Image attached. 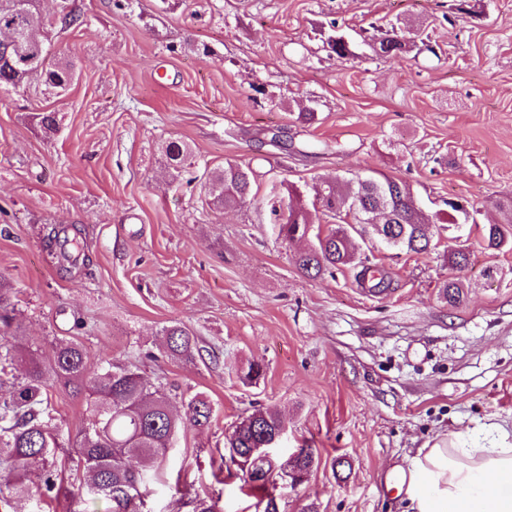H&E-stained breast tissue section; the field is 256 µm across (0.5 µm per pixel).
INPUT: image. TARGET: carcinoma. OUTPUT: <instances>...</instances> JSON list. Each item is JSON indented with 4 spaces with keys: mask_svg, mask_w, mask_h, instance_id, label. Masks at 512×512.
I'll return each mask as SVG.
<instances>
[{
    "mask_svg": "<svg viewBox=\"0 0 512 512\" xmlns=\"http://www.w3.org/2000/svg\"><path fill=\"white\" fill-rule=\"evenodd\" d=\"M12 34L9 41L0 40V87L17 88L27 84L28 72L43 79L45 85L64 90L73 81V61L53 58L50 54L47 23L37 11L36 0H0V29ZM406 45L405 35L396 27L380 32L379 49L385 55L399 52ZM167 173L177 178L190 148L180 140L165 146ZM253 170L248 165L228 163L210 173L209 195L212 205L220 210L241 206L251 192ZM317 204L327 218L326 229L308 240L312 215L299 202L286 205L279 214V237L297 249L294 263L308 277H319L325 271L355 262L358 245L351 234L353 225H362L360 236L376 235L389 246L416 254L431 247L432 225L415 205L409 186L399 180L356 175L331 178L322 184ZM511 215L504 223L486 224L483 239L490 249L512 247ZM49 240L59 246L60 257L74 264L77 257L68 251L73 244L68 230L53 231ZM357 263V262H355ZM356 274L362 287L376 295L385 293L390 282L382 270L365 262L357 263ZM446 302L455 306L462 297L461 281L452 278L442 285ZM19 289L0 275V375L7 369L21 371L8 394L0 396V459L8 471L0 474V500L4 495L16 499L55 498L61 489V471L49 463L59 448L55 424V408L47 395L52 386H62L76 393L88 389L86 410L94 416L90 427L81 431L74 448L86 480L72 490V496L86 503L107 504L104 512H146V497L152 485L166 481L162 462L180 429L203 426L209 422L211 407L198 395L179 404L157 393L155 387L133 363L109 362L97 372H90L84 346L76 339L61 338L55 343L53 359L45 362L30 347L13 342L10 337L21 329L20 312L12 299ZM164 336L161 355L175 363L195 359L197 336L180 322L161 330ZM284 427L276 411H256L244 417L225 444V455H245L264 439ZM316 463L311 448H301L284 462L256 455L243 460L235 470H227L243 486L258 496L263 512H280L273 491L287 481L290 486L302 484ZM41 467L40 483H28L31 470ZM179 505L191 512H217L215 503L184 490Z\"/></svg>",
    "mask_w": 512,
    "mask_h": 512,
    "instance_id": "obj_1",
    "label": "carcinoma"
}]
</instances>
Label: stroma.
I'll return each instance as SVG.
<instances>
[{
	"label": "stroma",
	"instance_id": "stroma-1",
	"mask_svg": "<svg viewBox=\"0 0 512 512\" xmlns=\"http://www.w3.org/2000/svg\"><path fill=\"white\" fill-rule=\"evenodd\" d=\"M52 51L72 60L66 91L41 80L0 93V274L19 290L22 341L41 359L84 317L90 369L135 362L173 400L202 394L208 423L179 432L169 481L148 512H172L178 483L219 512H261L219 466L243 415L278 411L275 455L311 448L317 466L279 485L280 512H403L393 467L451 433L463 446L512 436V249L480 225L512 204V0H41ZM423 31L402 53L363 42L371 24ZM352 56L337 58L330 36ZM304 108L319 121L296 122ZM52 112L48 134L31 114ZM186 142L178 179L168 141ZM250 165L253 194L213 209L207 171ZM388 176L434 221L435 249L373 238L369 263L391 280L366 293L356 268L310 279L278 235L273 204L295 186L305 204L324 177ZM474 220L448 224V199ZM77 227L80 268L50 252L54 227ZM469 255L454 272L448 256ZM463 283L449 306L440 288ZM193 328V363L153 362L162 326ZM264 373L241 380L252 362ZM66 446L89 423L84 395L50 388Z\"/></svg>",
	"mask_w": 512,
	"mask_h": 512
}]
</instances>
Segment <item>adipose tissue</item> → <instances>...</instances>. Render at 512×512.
Segmentation results:
<instances>
[{"label": "adipose tissue", "mask_w": 512, "mask_h": 512, "mask_svg": "<svg viewBox=\"0 0 512 512\" xmlns=\"http://www.w3.org/2000/svg\"><path fill=\"white\" fill-rule=\"evenodd\" d=\"M449 434L418 449L389 479L406 501L405 512H512V442L464 448Z\"/></svg>", "instance_id": "adipose-tissue-1"}]
</instances>
